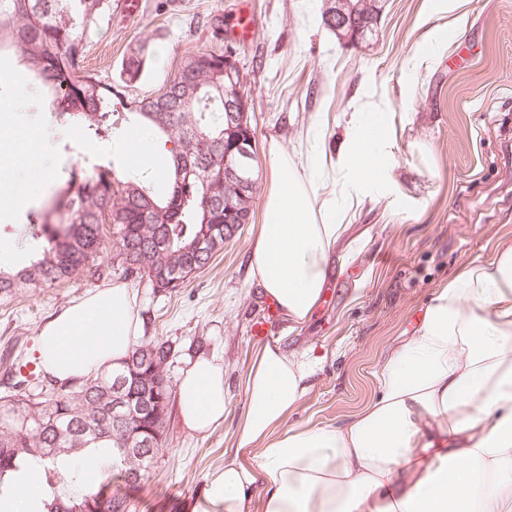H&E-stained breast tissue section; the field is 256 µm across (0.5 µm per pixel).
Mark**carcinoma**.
<instances>
[{"label": "carcinoma", "instance_id": "1", "mask_svg": "<svg viewBox=\"0 0 512 512\" xmlns=\"http://www.w3.org/2000/svg\"><path fill=\"white\" fill-rule=\"evenodd\" d=\"M112 0H0V52L13 50L33 73L35 92L51 97L56 119L83 130L86 141L113 132L116 107L126 106L123 90L145 74L149 43L139 40L123 55L119 81L103 83L80 67L85 47L100 23L111 17ZM216 44L184 56L168 81L164 99L144 97L129 109L134 120L173 144V168L161 187L126 177L105 164L77 162L64 169L62 183L45 202L27 213L25 260L0 269V294L18 288H44L77 274L95 260L100 226H112L113 260L148 279L155 291L172 292L206 267L234 237L237 224L224 223L228 200L252 220L254 192L239 197L224 185V34L223 18L211 19ZM204 135L210 149L192 143ZM176 355L168 342L143 337L121 364L93 377L60 382L47 376L35 384L17 372L13 350L0 363L11 377L13 392L0 396V489L21 465L32 461L43 477L45 499L38 512H118L127 494L112 489L116 478L128 488L138 485L153 457L128 458L121 443L164 447L172 386L165 375ZM128 379V393L141 403L145 422L132 420L112 429V379ZM46 448H60L50 455ZM101 452L100 476L89 478L81 454ZM80 493L56 491L61 470Z\"/></svg>", "mask_w": 512, "mask_h": 512}]
</instances>
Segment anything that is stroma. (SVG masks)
Wrapping results in <instances>:
<instances>
[{
  "label": "stroma",
  "mask_w": 512,
  "mask_h": 512,
  "mask_svg": "<svg viewBox=\"0 0 512 512\" xmlns=\"http://www.w3.org/2000/svg\"><path fill=\"white\" fill-rule=\"evenodd\" d=\"M112 3L84 65L115 81L126 46L150 39L153 54L132 99L162 88L184 55L210 48L214 16L228 26L240 16L250 21L238 59L252 100L256 207L269 190L271 146L294 155L316 140L334 152L351 113L384 107L388 170L363 204L340 213L347 229L323 298L305 323L278 317L270 324L271 341L285 351L324 356L286 427L348 420L375 391L380 355L411 331L435 288L468 265L490 262L496 241L512 238V0H450L438 12L426 0H383L376 33L356 46L339 44L322 26V0H168L161 12L157 0H139L134 12L127 0ZM435 29L446 30V40L427 42ZM29 82L15 52L0 54V117L8 121L0 128V194L34 204L52 190L44 170L60 172L69 156L61 137L42 155H25L32 122L50 117L46 107L28 110ZM254 233V224L241 225L206 268L170 294L111 270L95 276L89 266L50 287L0 296V348L15 345L20 362L33 368L49 318L123 280L136 292L148 336L179 349L167 369L171 383L194 358L192 341L202 340L204 355L223 362V424L201 436L172 412L166 450L131 492V512H186L235 445L245 376L259 345L250 327L264 312L249 270Z\"/></svg>",
  "instance_id": "1"
}]
</instances>
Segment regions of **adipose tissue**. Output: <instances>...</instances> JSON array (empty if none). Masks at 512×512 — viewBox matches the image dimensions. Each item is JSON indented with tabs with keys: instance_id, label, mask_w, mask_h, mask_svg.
Here are the masks:
<instances>
[{
	"instance_id": "ef3b65f1",
	"label": "adipose tissue",
	"mask_w": 512,
	"mask_h": 512,
	"mask_svg": "<svg viewBox=\"0 0 512 512\" xmlns=\"http://www.w3.org/2000/svg\"><path fill=\"white\" fill-rule=\"evenodd\" d=\"M312 158L302 173L277 154L250 248L252 279L294 324L322 297L351 186L384 173L380 141L361 120L333 157ZM141 330L133 288L115 283L48 320L38 358L58 380L82 378L119 366ZM319 361L258 347L236 446L191 512H512V239L434 291L410 336L378 360L376 392L349 421L284 429ZM177 391L188 430L223 423L221 362L195 357Z\"/></svg>"
}]
</instances>
